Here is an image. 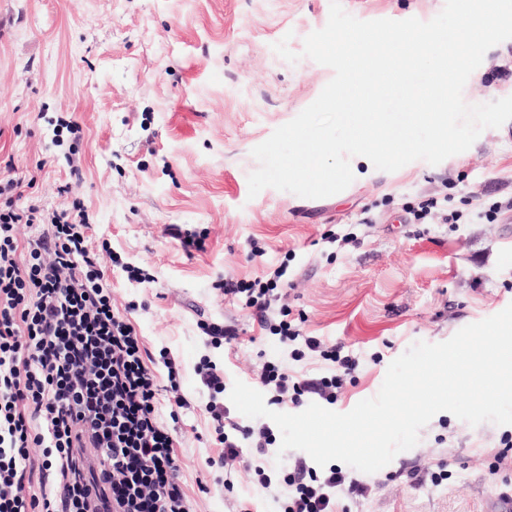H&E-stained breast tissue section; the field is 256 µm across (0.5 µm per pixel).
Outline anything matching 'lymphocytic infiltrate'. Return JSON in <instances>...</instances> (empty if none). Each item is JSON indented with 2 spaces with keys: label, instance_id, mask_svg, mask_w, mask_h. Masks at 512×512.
<instances>
[{
  "label": "lymphocytic infiltrate",
  "instance_id": "f902f5d3",
  "mask_svg": "<svg viewBox=\"0 0 512 512\" xmlns=\"http://www.w3.org/2000/svg\"><path fill=\"white\" fill-rule=\"evenodd\" d=\"M34 185L20 177L0 182L6 198L0 206V512H193L167 426L185 402L177 400L176 411L162 419L160 383L144 362L140 337L101 283L81 209L14 208L12 195ZM23 223L48 230L32 241L22 263L17 230ZM285 274L280 268L249 284L228 281L224 293L254 309L262 330L284 343L303 340L308 351L339 368L331 376L293 381L264 364L258 380L270 404L299 407L313 395L335 403L339 374L354 371L356 360L269 317ZM196 372L224 446L221 463L237 461L241 440L252 437L266 453L267 434L238 424L226 428L223 369L206 356ZM253 470L262 487H284L281 512H337L342 496L366 490L341 468L319 475L301 460L276 480L265 462Z\"/></svg>",
  "mask_w": 512,
  "mask_h": 512
}]
</instances>
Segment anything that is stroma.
I'll return each mask as SVG.
<instances>
[{
  "label": "stroma",
  "instance_id": "obj_1",
  "mask_svg": "<svg viewBox=\"0 0 512 512\" xmlns=\"http://www.w3.org/2000/svg\"><path fill=\"white\" fill-rule=\"evenodd\" d=\"M360 20L428 21L445 0H341ZM330 0H0V177L35 175L17 200L61 211L79 205L115 310L143 358L167 383L162 350L179 364L174 454L195 512H275L278 486L250 469L254 440L230 467L196 373L204 354L224 384L254 385L267 362L290 378L328 374L318 353L295 358L307 336L344 343L356 358L333 411L377 395L389 364L418 341L440 343L512 304V121L481 133L440 164L394 172L360 165L342 192L306 199L273 188L248 195L252 150L319 96L333 70L302 54ZM287 40L291 63L273 49ZM512 96V39L490 48L463 99ZM447 199L415 223L430 199ZM460 215L445 223L446 211ZM194 234L196 247L183 243ZM139 268L146 282L128 276ZM286 267L289 309L301 335L286 345L251 310L227 299L224 279L251 281ZM232 325L234 346L207 351L205 326ZM186 408H177L176 399ZM512 425L476 426L437 413L419 442L379 471L359 473L364 495L347 512H497L512 470L494 455ZM450 474L430 475L437 462ZM420 479H413V472Z\"/></svg>",
  "mask_w": 512,
  "mask_h": 512
}]
</instances>
